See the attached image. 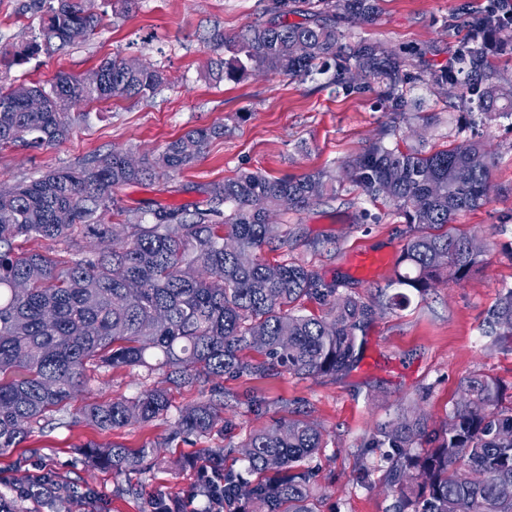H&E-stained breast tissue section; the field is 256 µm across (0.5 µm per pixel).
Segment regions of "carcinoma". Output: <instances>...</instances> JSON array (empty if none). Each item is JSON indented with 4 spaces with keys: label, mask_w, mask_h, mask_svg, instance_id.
I'll return each mask as SVG.
<instances>
[{
    "label": "carcinoma",
    "mask_w": 512,
    "mask_h": 512,
    "mask_svg": "<svg viewBox=\"0 0 512 512\" xmlns=\"http://www.w3.org/2000/svg\"><path fill=\"white\" fill-rule=\"evenodd\" d=\"M44 18L39 33L21 49L0 51V63L20 64L72 42L80 28L90 34L102 15L83 0H34ZM376 0H266L267 22L224 35L213 29L209 43L228 57L214 61L216 81H239L276 72L302 80L325 76L345 95L378 84L393 112H420L425 101L412 95V80L440 93L459 86L487 121L512 118V79L482 56L485 33L500 29L483 12L472 17L470 37L454 66L426 69L416 78L395 51L352 43L339 28L343 19L370 22ZM298 15L302 21L288 23ZM99 83L62 72L49 87L0 85V149L41 147L67 138L78 103L132 99L159 93L164 72L117 55L97 67ZM38 95L40 112L27 111ZM505 99L509 107L498 105ZM224 126L188 131L152 155L134 159L113 149L73 165L0 188V452L29 439L49 411H62L92 367L156 371L174 386L208 384L221 376L267 375L284 368L298 376H339L359 360L377 305L338 296L302 262L270 263L264 248L288 244V233L272 223L283 205L296 211L339 199L346 182L368 200L391 204L409 235L390 285L424 294L459 285L483 265L487 246L448 228L462 212L486 203L494 157L486 146L457 131L456 143L435 151H402L385 145V133L338 168L301 177L272 178L242 173L198 189L191 206L155 204L126 210L121 187L160 180L192 167ZM123 217L124 236L114 243L107 212ZM150 221H145V218ZM48 241L75 249L65 262L50 251L16 252V240ZM82 239L102 247L83 250ZM314 298L321 315L292 312ZM486 333L512 337V287L502 290L484 320ZM499 382L474 374L462 382L461 398L434 432L410 410L377 427L367 447L388 464L396 494L394 512H512V407L500 406ZM169 389L145 386L131 399L89 403L81 419L104 432L163 420L172 438H205L223 420L224 388L170 416ZM323 448V435L304 419H277L239 445L202 448L197 461L224 467L237 453L249 481L224 473V503L235 512H317V491L304 461ZM92 466L143 473L158 461L157 446L122 444L79 448ZM180 497L159 496L155 512H180Z\"/></svg>",
    "instance_id": "cac0c4a2"
}]
</instances>
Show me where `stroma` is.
I'll return each instance as SVG.
<instances>
[{
    "label": "stroma",
    "mask_w": 512,
    "mask_h": 512,
    "mask_svg": "<svg viewBox=\"0 0 512 512\" xmlns=\"http://www.w3.org/2000/svg\"><path fill=\"white\" fill-rule=\"evenodd\" d=\"M378 5L371 24L345 25L348 39L398 51L416 75L447 63L465 33L468 11L484 2L379 0ZM40 17L31 0H0V50L11 52L29 42ZM263 18L262 0H136L132 5L112 0L93 33L26 63L0 64L2 85L46 86L58 73H87L119 54L163 69L170 81L148 98L81 105L79 119L61 143L0 150V188L113 149L152 154L189 129L223 125V137L207 145L195 166L171 175L169 191L143 181L118 192L129 210L150 200L180 206L198 200L197 186L240 172L286 177L340 165L381 132L391 147L437 150L453 143L458 126L467 122L494 153L495 165L488 203L461 213L455 226L491 245L486 264L462 285L411 294L409 304L389 310L388 282L407 229L393 206L370 203L347 186L340 201L329 206L301 212L280 208L275 220L287 230L288 244L272 252V259L305 261L339 293L379 306L354 368L337 377L303 378L282 369L262 378H220L227 394L263 398L264 412L243 405L226 408L232 430L186 441L168 440L161 421L112 432L87 426L79 415L82 406L134 397L143 382L123 369L89 372L66 412L47 413L41 430L0 454V492L20 494L37 476L51 472L78 492L60 512H146L155 497L183 494L196 483L199 449L238 444L272 420L300 412L323 434L324 448L310 462L319 512H390L395 498L386 484L387 465L379 452L366 448L377 426L414 408L430 427H439L461 395L462 380L475 373L498 380L503 406H512V338L482 333L488 310L503 287L512 286V119L482 122L479 112H468L453 92L431 101L427 111L402 116L388 109L378 85L339 95L324 87L319 75L303 81L278 74L210 81L207 66L218 53L209 33L220 28L230 36ZM429 45L435 54H425ZM358 252L380 256L378 271L357 269L353 256ZM112 442L129 448L162 443L161 462L144 474L118 473L84 463L75 452L84 444ZM364 467L371 472L365 485L359 480ZM130 483L138 485V495L124 494Z\"/></svg>",
    "instance_id": "obj_1"
}]
</instances>
